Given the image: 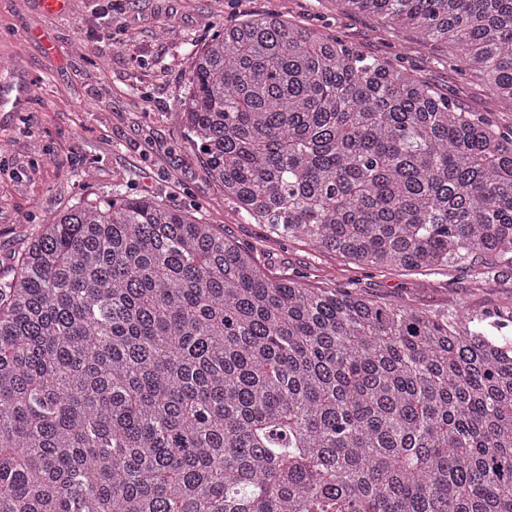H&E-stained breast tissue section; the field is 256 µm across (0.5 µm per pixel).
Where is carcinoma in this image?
Segmentation results:
<instances>
[{
  "label": "carcinoma",
  "mask_w": 512,
  "mask_h": 512,
  "mask_svg": "<svg viewBox=\"0 0 512 512\" xmlns=\"http://www.w3.org/2000/svg\"><path fill=\"white\" fill-rule=\"evenodd\" d=\"M453 60L246 13L177 98L224 199L361 266L512 269V0H336ZM512 309L458 320L266 276L115 188L0 278V512H512Z\"/></svg>",
  "instance_id": "carcinoma-1"
}]
</instances>
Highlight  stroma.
Masks as SVG:
<instances>
[{
	"label": "stroma",
	"instance_id": "35a3bbf8",
	"mask_svg": "<svg viewBox=\"0 0 512 512\" xmlns=\"http://www.w3.org/2000/svg\"><path fill=\"white\" fill-rule=\"evenodd\" d=\"M102 0H74L48 13L42 0H0V277L42 218L121 188L197 209L205 222L254 254L271 276L310 288L355 289L432 313L463 305L492 312L512 303V270L477 281L466 269L378 271L273 236L225 202L200 153L184 138L176 98L189 54L247 12H278L362 50L401 51L407 66L469 108L486 98L448 67L428 66L417 44L387 34L374 18L336 0H128L107 20ZM85 55H76L75 43ZM96 169L85 181V164Z\"/></svg>",
	"mask_w": 512,
	"mask_h": 512
}]
</instances>
